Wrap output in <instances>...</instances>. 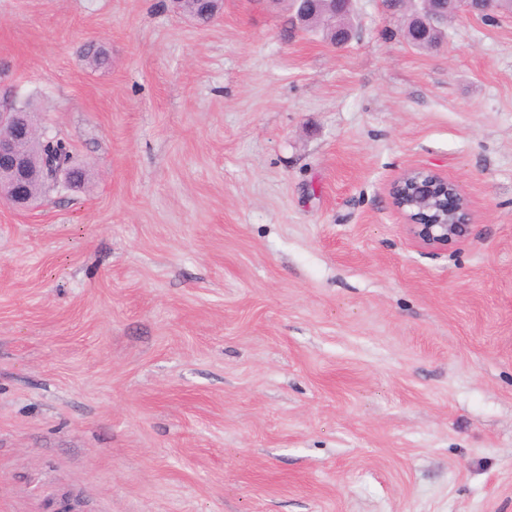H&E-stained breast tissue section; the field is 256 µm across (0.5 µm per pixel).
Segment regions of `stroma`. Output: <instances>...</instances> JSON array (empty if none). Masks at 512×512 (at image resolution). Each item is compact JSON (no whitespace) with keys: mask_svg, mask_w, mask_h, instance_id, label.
<instances>
[{"mask_svg":"<svg viewBox=\"0 0 512 512\" xmlns=\"http://www.w3.org/2000/svg\"><path fill=\"white\" fill-rule=\"evenodd\" d=\"M288 17L0 0L87 173L0 203V512H512V14ZM420 168L473 215L445 250L392 202ZM446 0H418L408 1L409 4L421 3L422 9L415 15L418 19L419 28L425 34L430 29H443L448 26V5L443 7L442 2Z\"/></svg>","mask_w":512,"mask_h":512,"instance_id":"1","label":"stroma"}]
</instances>
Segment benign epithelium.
I'll return each instance as SVG.
<instances>
[{
    "mask_svg": "<svg viewBox=\"0 0 512 512\" xmlns=\"http://www.w3.org/2000/svg\"><path fill=\"white\" fill-rule=\"evenodd\" d=\"M329 3L323 23L335 27L344 14L338 0H289L291 22L305 27L316 12V6ZM422 9L416 14L419 28L427 32L448 26V7L444 0H418ZM454 12L491 17L497 0H452ZM45 133L39 130L33 112L15 102L0 104V173L10 174L0 183V199L15 206L26 207L33 201L30 168L23 145L34 142ZM395 207L410 223V232L426 248L439 249L463 240L470 230L471 213L459 186L428 169L409 171L392 187Z\"/></svg>",
    "mask_w": 512,
    "mask_h": 512,
    "instance_id": "benign-epithelium-1",
    "label": "benign epithelium"
}]
</instances>
